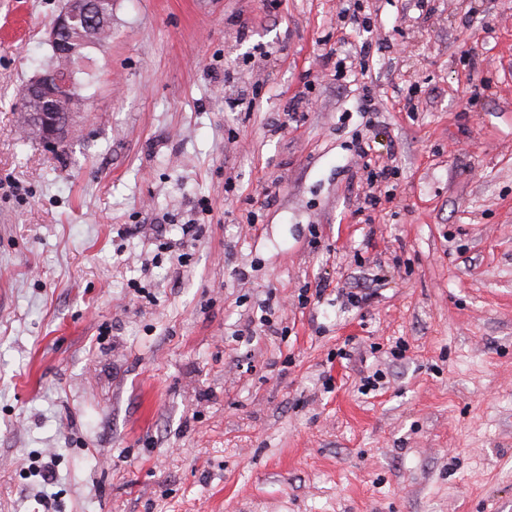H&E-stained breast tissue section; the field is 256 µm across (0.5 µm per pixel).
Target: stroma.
<instances>
[{
	"label": "stroma",
	"instance_id": "35a3bbf8",
	"mask_svg": "<svg viewBox=\"0 0 512 512\" xmlns=\"http://www.w3.org/2000/svg\"><path fill=\"white\" fill-rule=\"evenodd\" d=\"M416 2L112 0L50 148L63 0H0V512H512V0ZM110 0H66L63 8L55 16L46 31V41L51 46L59 62L53 70L37 74L26 86L19 112L22 123L19 132L33 134L49 147H59L68 137L78 131L75 116L83 102L82 74L89 75L90 49H83L72 61L75 84L64 57H71L82 46L92 44L91 28L96 26L101 15L100 2ZM70 32L75 35L73 43H64L60 35ZM79 90H78V88Z\"/></svg>",
	"mask_w": 512,
	"mask_h": 512
}]
</instances>
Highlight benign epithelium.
<instances>
[{
    "mask_svg": "<svg viewBox=\"0 0 512 512\" xmlns=\"http://www.w3.org/2000/svg\"><path fill=\"white\" fill-rule=\"evenodd\" d=\"M101 0H66L46 31V41L60 66L34 76L26 86L19 112V132L32 134L49 147L62 145L77 132L75 116L83 102L65 58L92 44Z\"/></svg>",
    "mask_w": 512,
    "mask_h": 512,
    "instance_id": "1",
    "label": "benign epithelium"
}]
</instances>
